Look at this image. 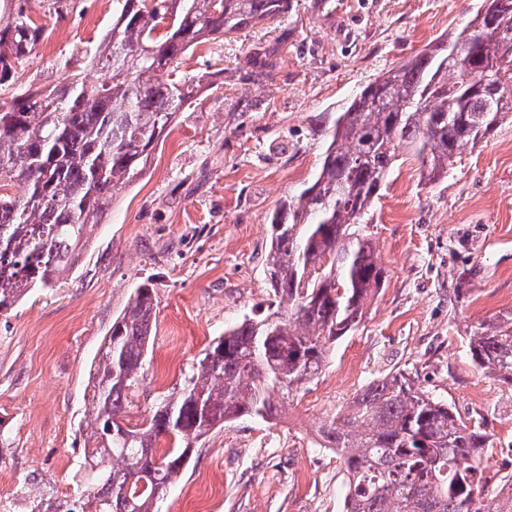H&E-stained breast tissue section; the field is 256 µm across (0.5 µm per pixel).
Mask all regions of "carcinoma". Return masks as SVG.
<instances>
[{
    "label": "carcinoma",
    "mask_w": 512,
    "mask_h": 512,
    "mask_svg": "<svg viewBox=\"0 0 512 512\" xmlns=\"http://www.w3.org/2000/svg\"><path fill=\"white\" fill-rule=\"evenodd\" d=\"M27 3L18 0L0 22V85L42 36ZM289 7V0H112V29L75 61L100 79L72 73L0 107V312L68 274L113 193L142 177L198 91L175 77L181 57L210 37L280 20ZM165 17L172 25L163 29ZM506 18L512 0H480L460 32L386 71L338 111L313 116L310 129L322 143L317 170L268 228L265 269L287 311L243 315L179 393L127 428L123 414L143 376L156 313L153 288L135 289L89 373L82 427L91 447L79 465L90 473L79 484L92 492L49 500L38 512H155L202 437L242 418L275 416L321 372L382 284L375 241L354 227L398 157H414L435 182L512 109V34L483 32ZM277 51L252 52L243 79L262 83ZM486 67L497 68V84L480 87ZM468 350L478 371L512 386V313L482 325ZM317 437L344 466L345 512H512V494L490 492L484 477L491 435L402 372L368 383L320 423Z\"/></svg>",
    "instance_id": "cac0c4a2"
}]
</instances>
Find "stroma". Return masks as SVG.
Masks as SVG:
<instances>
[{"mask_svg":"<svg viewBox=\"0 0 512 512\" xmlns=\"http://www.w3.org/2000/svg\"><path fill=\"white\" fill-rule=\"evenodd\" d=\"M292 0L283 21L212 38L180 59L200 92L179 112L143 176L118 190L72 271L0 313V504L71 500L85 441L90 367L138 285L156 297L155 336L125 417L141 422L178 391L226 328L283 312L263 260L272 214L319 162L310 118L459 31L478 0ZM43 28L0 103L64 75V63L112 27V0H29ZM287 41H280V33ZM278 43L261 84L237 72L252 49ZM385 271L356 330L276 419L212 430L159 512H343L345 477L315 430L372 380L402 371L464 421L484 424L490 455L512 448V388L478 371L468 338L512 312V112L447 176L422 178L410 156L389 175L370 216Z\"/></svg>","mask_w":512,"mask_h":512,"instance_id":"stroma-1","label":"stroma"}]
</instances>
